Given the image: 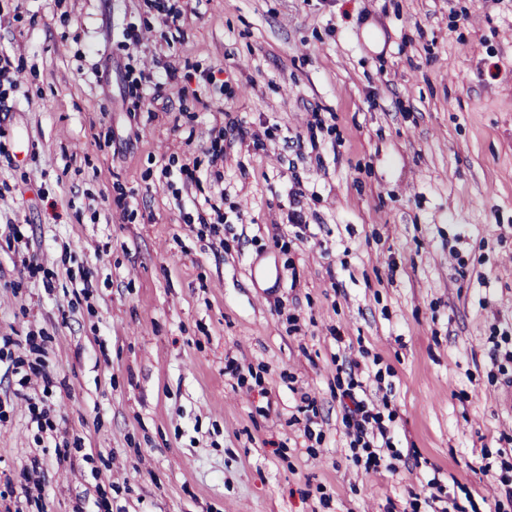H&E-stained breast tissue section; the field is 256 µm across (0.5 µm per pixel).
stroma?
Listing matches in <instances>:
<instances>
[{
  "label": "stroma",
  "instance_id": "35a3bbf8",
  "mask_svg": "<svg viewBox=\"0 0 512 512\" xmlns=\"http://www.w3.org/2000/svg\"><path fill=\"white\" fill-rule=\"evenodd\" d=\"M0 51V512H512V0H0ZM349 397L352 401L353 407L348 409V412L344 417H346L347 426L349 428L353 426L357 441H361L364 437H368L370 435L374 438L375 426H371V428L369 427V425L372 424L371 421L376 425L379 434L381 436L384 435V428L381 425L380 416L378 414H373L372 410L368 409L363 400H357L352 395H349Z\"/></svg>",
  "mask_w": 512,
  "mask_h": 512
}]
</instances>
